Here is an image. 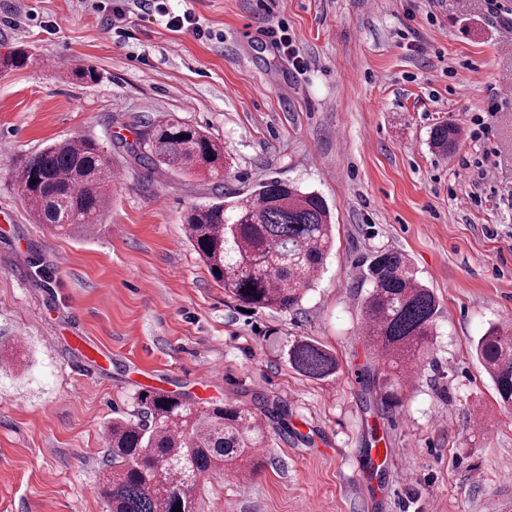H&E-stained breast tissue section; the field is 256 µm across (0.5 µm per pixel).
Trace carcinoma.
Returning a JSON list of instances; mask_svg holds the SVG:
<instances>
[{
  "instance_id": "carcinoma-1",
  "label": "carcinoma",
  "mask_w": 512,
  "mask_h": 512,
  "mask_svg": "<svg viewBox=\"0 0 512 512\" xmlns=\"http://www.w3.org/2000/svg\"><path fill=\"white\" fill-rule=\"evenodd\" d=\"M34 63L24 50L0 57V69ZM457 129L436 125L431 144L453 147ZM147 168L168 167L188 176L224 180V146L196 126L170 118L151 125L129 146ZM112 159L93 138L52 142L30 156L19 184L39 224L60 235L85 237L112 199ZM183 224L193 249L230 299L257 309L286 312L298 306L324 270L332 243L330 212L321 195L277 178L261 183L247 200L222 197L187 209ZM365 337L383 358L372 380L388 407L402 401V380L422 362L439 303L411 259L394 250L374 253L364 275ZM476 355L491 378L499 406L512 410V329L494 325L477 340ZM280 357L313 380L336 376L335 353L306 337H293ZM143 415L119 417L107 428L112 470L101 494L106 512H200L195 490L209 472H241L257 466L254 452L268 445L263 416L239 405L201 406L184 397L147 390L137 396Z\"/></svg>"
}]
</instances>
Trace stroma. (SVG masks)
<instances>
[{
	"label": "stroma",
	"instance_id": "35a3bbf8",
	"mask_svg": "<svg viewBox=\"0 0 512 512\" xmlns=\"http://www.w3.org/2000/svg\"><path fill=\"white\" fill-rule=\"evenodd\" d=\"M497 3L165 0L210 31L200 40L139 0H124L121 36L96 0H0V56L36 59L0 71V208L14 213L0 220V345L23 349L0 360V512H106V426L134 417L148 389L281 409L254 474L197 486L201 512H512V412L473 350L512 324V0ZM87 67L98 81L73 78ZM172 116L223 144V184L134 163L127 143ZM444 121L459 129L449 155L428 145ZM81 137L117 175L88 240L36 223L16 176L46 144ZM271 178L325 198L335 247L301 305L248 311L213 281L182 215ZM383 249L408 255L442 308L389 412L364 400L378 362L362 273ZM289 336L333 350L335 379L289 368ZM82 340L103 357L85 359ZM376 446L393 457L374 465Z\"/></svg>",
	"mask_w": 512,
	"mask_h": 512
}]
</instances>
